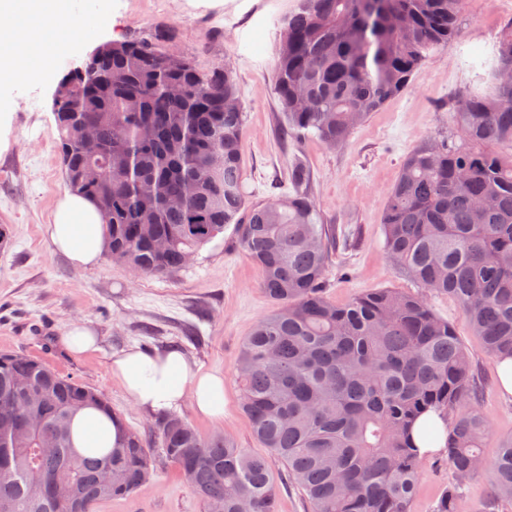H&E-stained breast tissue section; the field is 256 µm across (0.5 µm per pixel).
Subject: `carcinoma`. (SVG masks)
<instances>
[{"mask_svg":"<svg viewBox=\"0 0 512 512\" xmlns=\"http://www.w3.org/2000/svg\"><path fill=\"white\" fill-rule=\"evenodd\" d=\"M467 0H299L281 31L273 70L288 135L344 145L371 113L408 88L432 50L459 38ZM169 28L107 41L62 80L53 99L55 148L68 189L97 208L104 254L138 276L187 265L234 225L277 304L242 346L236 368L253 437L286 467L307 512H411L423 456L419 416L444 421L455 482L433 512H499L512 504V436L491 461L493 435L475 391L472 359L428 296L372 288L339 306L326 295L329 225L310 199L309 170L295 161L292 191L247 201L244 112L229 67L201 70L171 48ZM477 84L453 114L457 136L404 158L383 208L384 245L418 287L455 300L498 362L512 358V25L492 49L470 52ZM176 85L179 92L171 86ZM102 149H81V125ZM195 183L185 195L186 183ZM44 391L41 418L25 427L23 385ZM94 408L115 421L119 448L84 455L72 421ZM0 506L8 512H95L155 475L158 453L212 512H278L269 461L224 437L167 416L151 438L130 430L93 388L26 354L0 351ZM112 469V483L100 479ZM490 497L467 507L464 483L483 471Z\"/></svg>","mask_w":512,"mask_h":512,"instance_id":"1","label":"carcinoma"}]
</instances>
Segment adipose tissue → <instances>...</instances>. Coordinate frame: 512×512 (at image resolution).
Returning <instances> with one entry per match:
<instances>
[{
  "label": "adipose tissue",
  "instance_id": "obj_1",
  "mask_svg": "<svg viewBox=\"0 0 512 512\" xmlns=\"http://www.w3.org/2000/svg\"><path fill=\"white\" fill-rule=\"evenodd\" d=\"M71 14L72 0H0V87L53 71L57 53L48 34L62 32ZM47 233L53 248L81 267L94 265L103 251L105 226L95 206L73 193L59 201ZM109 372L145 412L173 410L189 399L202 416L224 417L223 374L202 371L177 350H127L112 357ZM120 438L116 424L95 409L73 420V445L80 452L118 447Z\"/></svg>",
  "mask_w": 512,
  "mask_h": 512
}]
</instances>
